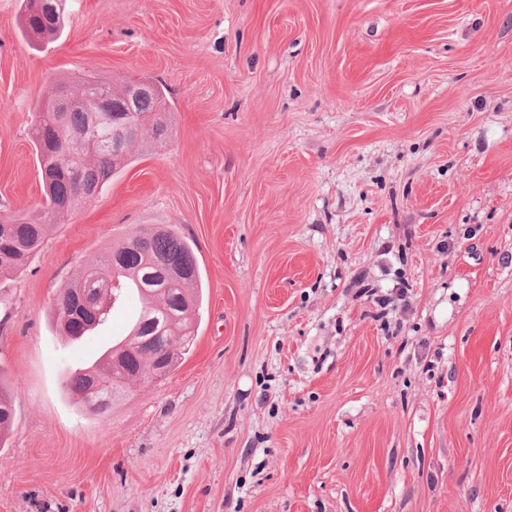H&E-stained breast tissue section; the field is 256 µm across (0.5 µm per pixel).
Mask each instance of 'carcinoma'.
I'll use <instances>...</instances> for the list:
<instances>
[{
  "mask_svg": "<svg viewBox=\"0 0 512 512\" xmlns=\"http://www.w3.org/2000/svg\"><path fill=\"white\" fill-rule=\"evenodd\" d=\"M38 0H24L23 34L26 38L53 43L62 32L63 10L37 7ZM98 92L117 95L120 89L92 76L82 78L73 94L92 100ZM168 107L165 88L159 84L154 95L138 101L140 113H155ZM112 125L96 121V113L83 108L69 112H38L29 128L36 149L45 201L35 215L11 218L0 224V281L10 280L38 251L60 214L75 212L91 204L118 169L131 160V150L143 137L154 144L168 138L165 123L132 127L124 154L107 149ZM121 291L117 300L134 292L141 307L133 318L129 335L139 345L132 352L115 340L101 358L83 372L67 377L66 391L85 399L89 384L99 378L112 384L98 396L96 411H104L117 394L129 385L146 381L162 370H172L192 346L191 327L198 315L200 280L193 250L188 241L165 227L143 226L85 265L78 276L61 289L56 319L64 335L78 339L91 331L87 316L98 307L100 296L113 293L112 278ZM14 394L0 383V441L13 423Z\"/></svg>",
  "mask_w": 512,
  "mask_h": 512,
  "instance_id": "carcinoma-1",
  "label": "carcinoma"
}]
</instances>
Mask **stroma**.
<instances>
[{
  "mask_svg": "<svg viewBox=\"0 0 512 512\" xmlns=\"http://www.w3.org/2000/svg\"><path fill=\"white\" fill-rule=\"evenodd\" d=\"M0 0V217L44 194L59 80L167 87L134 148L0 284V512H512V0ZM143 225L193 246L188 354L101 415L61 288ZM38 1L54 3L55 0H24L23 34L26 39L53 43L62 32L63 8L50 11L47 6L39 8ZM13 401V392L0 382V441L13 423Z\"/></svg>",
  "mask_w": 512,
  "mask_h": 512,
  "instance_id": "35a3bbf8",
  "label": "stroma"
}]
</instances>
